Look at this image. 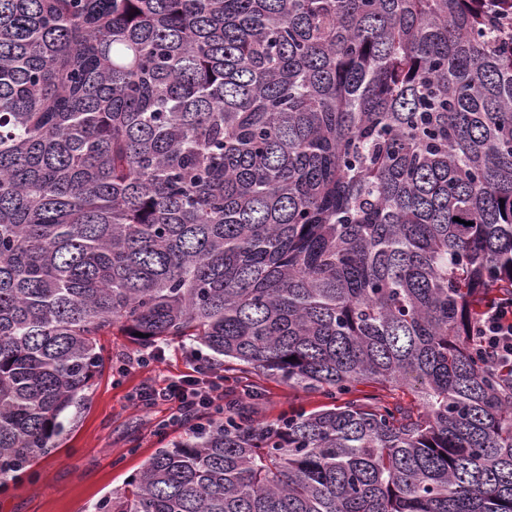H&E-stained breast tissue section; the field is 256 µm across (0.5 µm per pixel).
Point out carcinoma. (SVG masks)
<instances>
[{"mask_svg":"<svg viewBox=\"0 0 512 512\" xmlns=\"http://www.w3.org/2000/svg\"><path fill=\"white\" fill-rule=\"evenodd\" d=\"M496 292L512 0H0V485L117 329L415 404L232 399L94 512H512ZM479 346L491 361L512 365V296L502 293L482 309L476 328ZM358 392L355 393L354 397H361L362 394L365 393H375L383 396V399L388 401L390 404H402L405 406L414 404V395L410 388L402 387L395 390L384 389L381 390L377 385L366 386L359 385L357 386Z\"/></svg>","mask_w":512,"mask_h":512,"instance_id":"1","label":"carcinoma"}]
</instances>
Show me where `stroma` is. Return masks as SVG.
<instances>
[{
  "instance_id": "35a3bbf8",
  "label": "stroma",
  "mask_w": 512,
  "mask_h": 512,
  "mask_svg": "<svg viewBox=\"0 0 512 512\" xmlns=\"http://www.w3.org/2000/svg\"><path fill=\"white\" fill-rule=\"evenodd\" d=\"M100 343L105 367L83 405L63 415L64 430L51 454L38 459L26 475L0 486V512H93L102 497L123 492L128 477L157 448L192 425V418L181 416L173 404L146 406L136 398L145 385L160 388L190 372L191 341L159 343L156 360L145 367L136 364L137 347L120 331ZM250 383V401L261 419L311 411L327 402L322 393L293 388L268 375Z\"/></svg>"
}]
</instances>
